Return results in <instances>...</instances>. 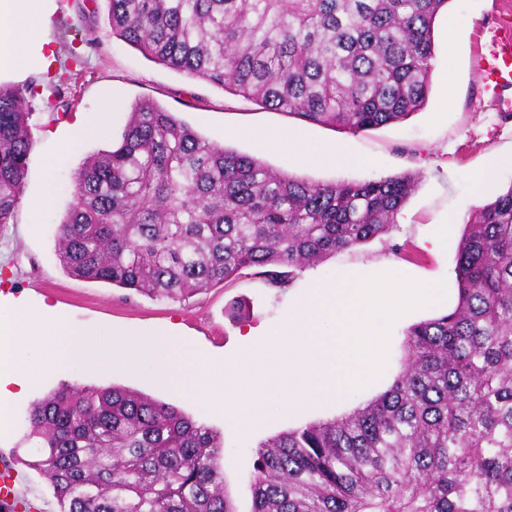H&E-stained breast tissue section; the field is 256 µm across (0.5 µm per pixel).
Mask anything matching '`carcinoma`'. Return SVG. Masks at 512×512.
<instances>
[{
    "instance_id": "carcinoma-1",
    "label": "carcinoma",
    "mask_w": 512,
    "mask_h": 512,
    "mask_svg": "<svg viewBox=\"0 0 512 512\" xmlns=\"http://www.w3.org/2000/svg\"><path fill=\"white\" fill-rule=\"evenodd\" d=\"M448 0H108L112 34L225 92L352 133L428 100ZM32 85H0V229L20 202ZM58 227L67 274L183 300L251 269L273 285L396 225L411 173L313 184L151 100L86 159ZM456 307L410 326L367 405L260 442L252 512H512V186L458 243ZM60 512H236L223 436L139 392L64 384L27 416Z\"/></svg>"
}]
</instances>
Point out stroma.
Returning <instances> with one entry per match:
<instances>
[{
    "instance_id": "1",
    "label": "stroma",
    "mask_w": 512,
    "mask_h": 512,
    "mask_svg": "<svg viewBox=\"0 0 512 512\" xmlns=\"http://www.w3.org/2000/svg\"><path fill=\"white\" fill-rule=\"evenodd\" d=\"M512 30V0H449L435 27V66L426 106L407 120L357 134L312 123L284 112L263 108L146 58L113 35L107 20V0H62L49 28L52 52L48 69L8 75V84L43 80L46 74L69 76L75 96L67 111L51 112L46 96L35 97L30 119L32 145L27 158L23 196L41 193L45 161L56 143L89 120L113 99L97 138L84 142L58 169L54 198L48 209L34 213L18 206L12 224L0 230V293L23 298L31 305L46 302L72 324L93 325L103 332L136 329L145 334H173L181 356L211 360H240L251 333L261 342L270 327L284 321L292 300L312 279L337 269L370 273L377 264L406 268L429 280H455L459 240L431 250L429 241L449 215L467 222L480 205L473 175L492 156L505 157L498 187L512 186V118H503L488 68ZM150 99L210 141L257 158L271 169L310 183L363 182L403 172L417 174L415 188L388 234L367 244L336 252L318 265L305 268L283 287L270 285L265 275H248L211 288L189 299H157L103 282L68 275L55 253L57 227L72 201L74 175L90 155L112 149L126 125L132 105ZM288 129L313 142H334L358 157L357 165L339 170L302 165L285 150L272 148L263 133ZM239 301L247 315L232 320L227 307ZM66 383L95 387L120 386L172 404L224 438L221 469L237 512H249L246 482L253 470L255 446L281 432L335 418L325 407L294 418L277 414L254 432L242 433L223 413L179 391L154 383L145 370L124 365L92 371L73 362L57 368L45 364L37 388L17 400L13 431L0 437V467L18 477V492L36 512H59L48 482L27 462L34 445L26 415L33 403Z\"/></svg>"
}]
</instances>
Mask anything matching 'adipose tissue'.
Listing matches in <instances>:
<instances>
[{
	"instance_id": "adipose-tissue-1",
	"label": "adipose tissue",
	"mask_w": 512,
	"mask_h": 512,
	"mask_svg": "<svg viewBox=\"0 0 512 512\" xmlns=\"http://www.w3.org/2000/svg\"><path fill=\"white\" fill-rule=\"evenodd\" d=\"M52 9L53 0H0V76L49 65L47 30ZM268 139L303 163L344 167L353 161L332 142L314 145L285 131L270 133Z\"/></svg>"
}]
</instances>
